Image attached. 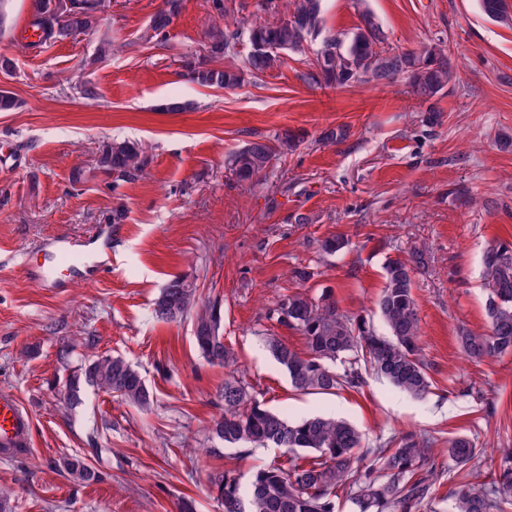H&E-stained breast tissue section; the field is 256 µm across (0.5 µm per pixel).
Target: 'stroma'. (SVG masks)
<instances>
[{
  "label": "stroma",
  "instance_id": "1",
  "mask_svg": "<svg viewBox=\"0 0 512 512\" xmlns=\"http://www.w3.org/2000/svg\"><path fill=\"white\" fill-rule=\"evenodd\" d=\"M182 0L164 42L145 41L162 0H109L98 28L36 48L24 37L32 0H0V54L14 70L0 89L21 102L0 112V394L31 413L30 444L0 458V493L15 512H221L210 470L248 483L256 466L280 462L282 449L245 454L211 440L224 403V367L207 363L191 321L163 322L153 302L173 277L197 285L200 302L218 303L225 342L239 374L266 407L300 420L345 418L366 444L413 435L436 438L431 501L449 512L459 481L446 451L464 435L483 472L512 448V353L476 363L460 351V329L486 331L483 253L512 241V24L489 19L479 0H367L390 41L417 49L440 39L456 73L438 101L439 122L405 82L318 87L306 75L318 48L289 53L278 70L240 87H202L180 75V56L201 50L213 28L239 31L229 64L242 66L252 25L273 22L264 0ZM114 51L95 59L101 40ZM92 83L95 100L79 93ZM176 98L183 112L159 111ZM341 131L327 141L328 130ZM292 132L294 152L260 177L241 182L225 157L245 144ZM138 141L149 163L136 180L113 186L98 169L100 142ZM124 205L125 223H112ZM340 235L344 251L322 242ZM104 242L96 273L73 270L53 252ZM422 250L415 273L421 355L431 391L416 399L385 379L333 395L295 391L266 339L305 350L303 336L274 309L289 294L329 292L351 315L374 312L383 264ZM316 268L301 281L296 269ZM136 365L154 394L146 411L88 389L71 407L69 370L85 341ZM78 456L99 479H72L63 462Z\"/></svg>",
  "mask_w": 512,
  "mask_h": 512
}]
</instances>
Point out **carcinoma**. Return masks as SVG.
I'll return each mask as SVG.
<instances>
[{
    "mask_svg": "<svg viewBox=\"0 0 512 512\" xmlns=\"http://www.w3.org/2000/svg\"><path fill=\"white\" fill-rule=\"evenodd\" d=\"M354 4L360 24L350 32L322 38L321 0H290L284 17L249 29L251 52L243 69L218 66L234 51L238 33L215 29L204 44L209 56L193 52L182 56L184 76L201 86L235 88L248 78L280 68L284 64L281 53H302L309 42L318 39L320 46L308 73L313 84L387 85L404 79L427 105L424 122L436 124L438 97L453 80L445 45L429 44L419 51L403 49L388 41L366 0H354ZM481 7L493 20H509L504 0H481ZM179 8L180 0H163V6L150 19L146 38L164 41ZM105 9V0H40L31 27L41 32L43 40H65L93 31ZM294 147L295 137L289 133L272 142H251L231 156L228 169L237 179L249 180L264 172L276 156ZM147 163L143 150L130 141L112 139L98 147L96 164L116 185L137 177ZM483 266L488 330H463L457 336L460 349L473 361L512 352V243L490 245L483 254ZM423 267L419 250L384 264L385 284L377 309L387 329L385 335L378 334L365 316L342 311L329 293L317 299L295 293L282 300L275 309L277 321L298 330L306 350L298 352L274 336L267 338L266 345L288 373L291 385L304 393L334 395L339 390L359 389L364 373L372 371L415 398L427 396L432 383L420 356V320L412 292L413 274ZM196 292L192 281L175 277L155 299L153 313L165 322L194 316V339L201 356L212 365L227 366L234 356L224 343L220 308L215 303L198 306ZM65 385L73 406L81 403L89 387L142 409L153 402L141 373L121 356H88L69 371ZM220 396L224 413L211 423L212 439L248 454L257 448H282L289 461L258 469L245 491L233 471L209 472V488L223 512H336L340 489L358 512H424L428 508L434 438L407 435L393 448L384 443L369 448L363 434L344 419L315 415L292 422L267 409L247 383L233 374L224 378ZM447 452L466 471L450 492L455 512H505L504 505H512V448L503 450L498 469L478 489L470 482L481 475L472 441L465 436L451 438ZM302 453L313 457L304 464L294 462ZM65 468L79 482L97 479L93 468L80 457L67 459Z\"/></svg>",
    "mask_w": 512,
    "mask_h": 512,
    "instance_id": "1",
    "label": "carcinoma"
}]
</instances>
